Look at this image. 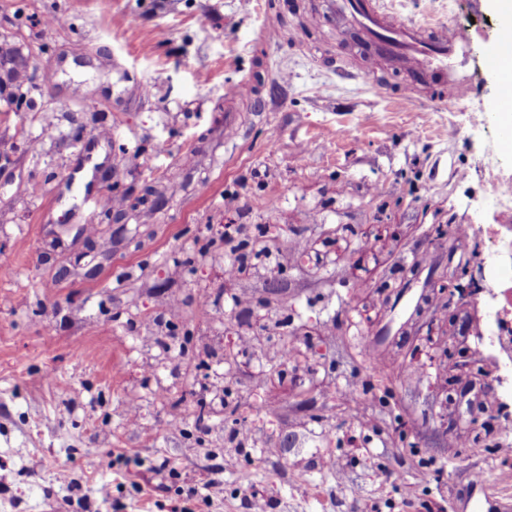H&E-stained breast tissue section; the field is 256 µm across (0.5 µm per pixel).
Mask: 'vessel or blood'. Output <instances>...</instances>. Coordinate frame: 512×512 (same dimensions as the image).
Segmentation results:
<instances>
[{
	"mask_svg": "<svg viewBox=\"0 0 512 512\" xmlns=\"http://www.w3.org/2000/svg\"><path fill=\"white\" fill-rule=\"evenodd\" d=\"M316 11L323 24L343 23L354 59L336 58L337 71L368 81L370 71L384 64L404 72L402 94H414L428 85L439 102L457 100L471 91L460 59L473 40L466 29L431 27L390 13L383 0H319ZM512 62V29H501L486 53L488 67L499 69Z\"/></svg>",
	"mask_w": 512,
	"mask_h": 512,
	"instance_id": "1",
	"label": "vessel or blood"
}]
</instances>
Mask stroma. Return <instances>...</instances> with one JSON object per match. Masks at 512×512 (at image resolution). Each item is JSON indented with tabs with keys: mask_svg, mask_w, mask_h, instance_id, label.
<instances>
[{
	"mask_svg": "<svg viewBox=\"0 0 512 512\" xmlns=\"http://www.w3.org/2000/svg\"><path fill=\"white\" fill-rule=\"evenodd\" d=\"M292 4L0 0V43L25 62L12 89L23 106L0 96L11 270L0 278V512H252L235 482L246 463L264 512H325L315 484L332 512H401L408 499L410 512H485L490 486L512 473V357L484 341L507 287L434 234L471 224L477 244L512 236L484 170L494 158L512 171L501 78L485 63L502 18L492 0H386L403 18L473 33L471 92L448 105L425 89L395 97L396 74L371 87L311 62L293 37L328 55L340 37L311 0ZM274 23L281 40L259 41ZM248 79L253 96L227 98ZM149 186L163 208L145 202ZM214 224L267 225L282 242L275 268L255 259L228 280L200 261ZM377 224L388 242L368 270L317 260ZM173 252L197 259L196 276ZM462 261L483 287L473 303L438 284ZM201 288L220 305L205 321L192 307ZM365 295L385 315L350 327ZM449 318V356L402 375L387 407L364 400L380 364L414 362L418 337ZM241 323L270 348L296 335L307 365L276 391L250 361L226 372ZM196 384L207 397L227 385L240 401L260 396L280 432L235 445L222 410L203 442L170 427L175 397ZM283 465L304 483H268ZM211 473L222 489L210 498L199 485Z\"/></svg>",
	"mask_w": 512,
	"mask_h": 512,
	"instance_id": "1",
	"label": "stroma"
}]
</instances>
